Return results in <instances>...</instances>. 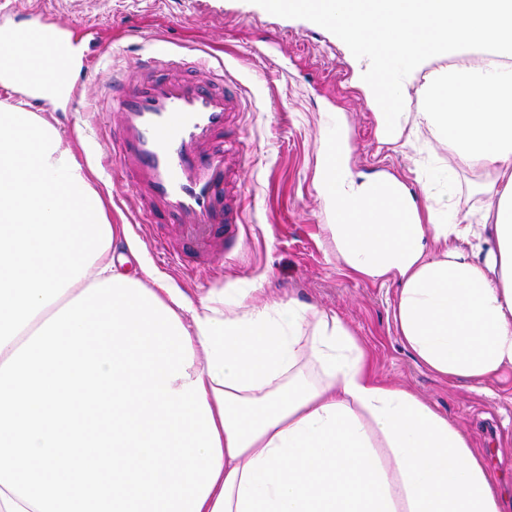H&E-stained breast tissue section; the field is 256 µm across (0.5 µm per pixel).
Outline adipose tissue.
<instances>
[{"label": "adipose tissue", "mask_w": 512, "mask_h": 512, "mask_svg": "<svg viewBox=\"0 0 512 512\" xmlns=\"http://www.w3.org/2000/svg\"><path fill=\"white\" fill-rule=\"evenodd\" d=\"M335 27L388 144L426 128L449 167L480 169L493 221L430 188L355 178L348 150L317 182L337 259L400 290L403 345L480 391L512 373V0H343ZM82 48L15 59L49 98ZM433 56L452 57L424 71ZM422 79L419 111L383 90ZM126 228L61 131L0 103V512H502L469 435L377 381L333 312L244 293L199 300L128 265Z\"/></svg>", "instance_id": "adipose-tissue-1"}]
</instances>
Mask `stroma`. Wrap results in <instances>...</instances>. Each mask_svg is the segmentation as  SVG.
<instances>
[{
	"instance_id": "1",
	"label": "stroma",
	"mask_w": 512,
	"mask_h": 512,
	"mask_svg": "<svg viewBox=\"0 0 512 512\" xmlns=\"http://www.w3.org/2000/svg\"><path fill=\"white\" fill-rule=\"evenodd\" d=\"M40 9L88 26L80 40L91 65L79 104L53 101L38 113L74 148L109 220L125 225L138 263L195 300L225 288H260L336 312L368 351L379 380L411 390L471 435L500 485L502 512H512V376L486 395L421 366L397 332V285L353 274L331 251L316 183L330 115L348 140L353 173H389L416 194L431 186L477 217L492 204L476 189L482 174L449 172L447 150L423 128L412 136L414 148L382 143L357 78L360 62L331 25L312 16L271 12L262 0H0V22L20 27ZM203 46L246 99L237 131L249 146L238 177L243 221L234 240L210 252L180 240L172 225L147 230L135 223L139 202L113 169L112 119L102 103L112 76L135 80L138 60L150 51L179 57ZM157 238L168 240L182 263L160 259Z\"/></svg>"
}]
</instances>
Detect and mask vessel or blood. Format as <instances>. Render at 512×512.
<instances>
[{
	"mask_svg": "<svg viewBox=\"0 0 512 512\" xmlns=\"http://www.w3.org/2000/svg\"><path fill=\"white\" fill-rule=\"evenodd\" d=\"M50 29L40 13L25 31L0 27V81L15 80L12 59L41 55ZM165 64L150 58L135 81L109 87L113 161L140 202L137 223L173 225L180 239L207 250L241 222L233 162L243 150L224 136L242 100L203 55L179 58L177 76Z\"/></svg>",
	"mask_w": 512,
	"mask_h": 512,
	"instance_id": "b4317fda",
	"label": "vessel or blood"
}]
</instances>
